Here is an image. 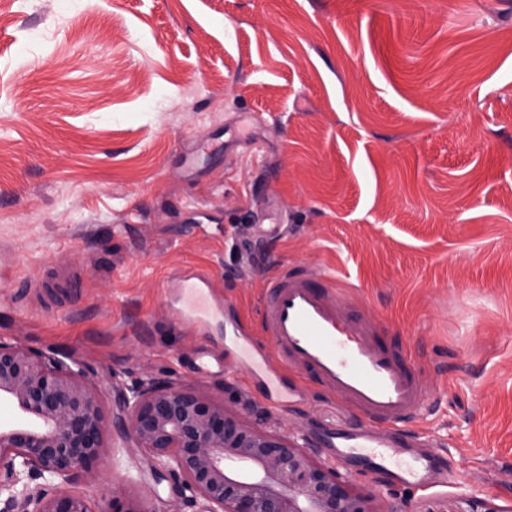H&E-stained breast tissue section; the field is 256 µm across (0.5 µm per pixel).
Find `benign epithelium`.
I'll list each match as a JSON object with an SVG mask.
<instances>
[{
    "instance_id": "obj_1",
    "label": "benign epithelium",
    "mask_w": 512,
    "mask_h": 512,
    "mask_svg": "<svg viewBox=\"0 0 512 512\" xmlns=\"http://www.w3.org/2000/svg\"><path fill=\"white\" fill-rule=\"evenodd\" d=\"M122 437L175 480L205 512H377L373 497L278 433L249 428L194 390L151 379L121 395ZM0 512H93L69 486L95 475L109 452L112 417L96 373L55 353L0 338ZM111 512H148L114 495Z\"/></svg>"
}]
</instances>
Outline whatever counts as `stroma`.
<instances>
[{
	"instance_id": "35a3bbf8",
	"label": "stroma",
	"mask_w": 512,
	"mask_h": 512,
	"mask_svg": "<svg viewBox=\"0 0 512 512\" xmlns=\"http://www.w3.org/2000/svg\"><path fill=\"white\" fill-rule=\"evenodd\" d=\"M286 265L335 272L436 400L412 428L447 483L350 480L380 512H512V0H0V337L94 368L113 414L168 380L321 459L357 415L198 374L224 326L162 291L207 270L254 325ZM60 274L74 294L34 298ZM108 444L78 493L167 512L169 478Z\"/></svg>"
}]
</instances>
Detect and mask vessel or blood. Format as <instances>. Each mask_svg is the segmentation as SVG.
I'll return each instance as SVG.
<instances>
[{
	"instance_id": "b4317fda",
	"label": "vessel or blood",
	"mask_w": 512,
	"mask_h": 512,
	"mask_svg": "<svg viewBox=\"0 0 512 512\" xmlns=\"http://www.w3.org/2000/svg\"><path fill=\"white\" fill-rule=\"evenodd\" d=\"M337 284L335 275L301 266L276 271L265 283L255 331L228 319L219 285L206 271L174 274L164 288L176 296L175 322L191 323L204 335L224 320L234 336L223 356H202L198 372L266 374L268 401L287 409L303 390L283 387L268 373L264 349L273 344L283 366L310 377L364 420L358 429L324 434L328 456L408 488L429 489L447 479L448 470L439 451L424 449L406 432L426 409L424 375L378 321L339 312Z\"/></svg>"
}]
</instances>
